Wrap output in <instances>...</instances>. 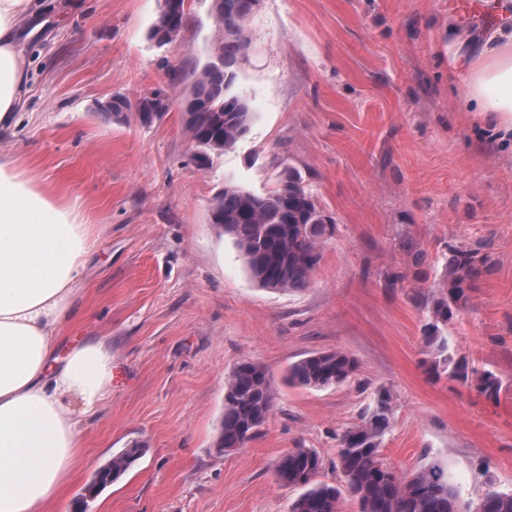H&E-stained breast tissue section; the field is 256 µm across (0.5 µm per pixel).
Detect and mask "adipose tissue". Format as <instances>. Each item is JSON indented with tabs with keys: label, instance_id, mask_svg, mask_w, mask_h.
I'll return each mask as SVG.
<instances>
[{
	"label": "adipose tissue",
	"instance_id": "obj_1",
	"mask_svg": "<svg viewBox=\"0 0 512 512\" xmlns=\"http://www.w3.org/2000/svg\"><path fill=\"white\" fill-rule=\"evenodd\" d=\"M448 14V67L464 103L512 156V0ZM41 25L33 0H0V128L27 93L25 44ZM89 226L72 205L0 155V512L64 508L79 463L76 415L109 393L112 356L87 341L59 357L63 323L85 283Z\"/></svg>",
	"mask_w": 512,
	"mask_h": 512
}]
</instances>
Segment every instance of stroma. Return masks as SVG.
Wrapping results in <instances>:
<instances>
[{
  "instance_id": "obj_1",
  "label": "stroma",
  "mask_w": 512,
  "mask_h": 512,
  "mask_svg": "<svg viewBox=\"0 0 512 512\" xmlns=\"http://www.w3.org/2000/svg\"><path fill=\"white\" fill-rule=\"evenodd\" d=\"M47 18L26 49L27 104L0 132L17 157L91 225L86 287L60 354L107 338L110 393L78 436L86 462L66 497L124 448L144 455L89 512H289L296 490L275 465L293 448L323 460L377 391L391 396L383 462L401 476L445 466L464 512L512 491V159L461 108L448 74L451 0H261L236 91L254 104L249 134L199 169L179 103L212 49L211 0H192L175 42L148 39L158 0H36ZM162 91L152 126L103 104ZM294 169L335 221L307 288L280 293L248 276L210 203L233 182L263 192ZM490 246L448 325L452 347L500 380L495 397L430 377L423 306L449 245ZM426 258L414 266L413 254ZM356 359L354 379L308 389L288 367L317 351ZM264 365L276 407L245 447L217 452L224 380Z\"/></svg>"
}]
</instances>
